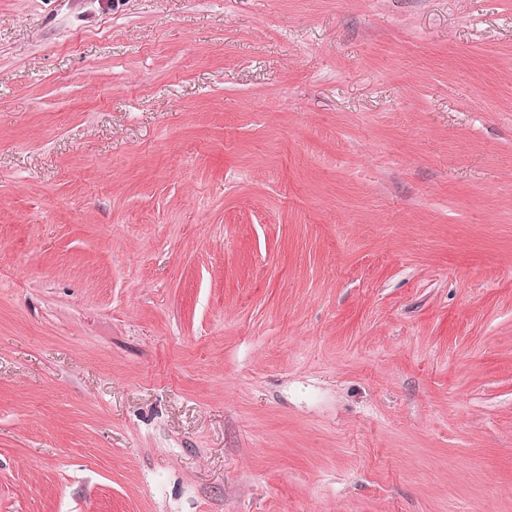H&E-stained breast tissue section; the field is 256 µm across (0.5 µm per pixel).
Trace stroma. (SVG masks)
Masks as SVG:
<instances>
[{"instance_id":"obj_1","label":"stroma","mask_w":512,"mask_h":512,"mask_svg":"<svg viewBox=\"0 0 512 512\" xmlns=\"http://www.w3.org/2000/svg\"><path fill=\"white\" fill-rule=\"evenodd\" d=\"M0 512H512V0H0Z\"/></svg>"}]
</instances>
